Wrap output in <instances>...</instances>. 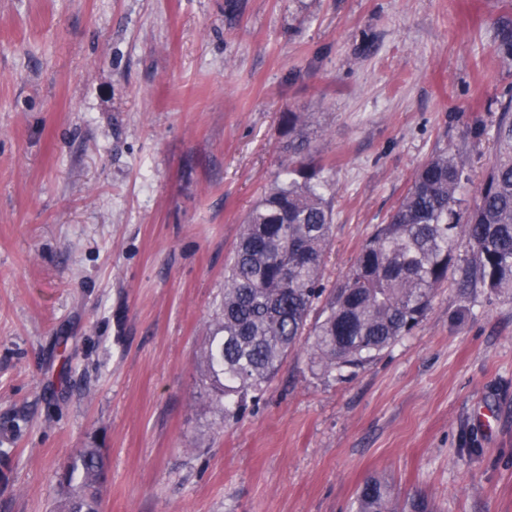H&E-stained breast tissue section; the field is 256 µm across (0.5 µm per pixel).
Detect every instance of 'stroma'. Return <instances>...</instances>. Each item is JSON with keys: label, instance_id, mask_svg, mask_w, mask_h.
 Wrapping results in <instances>:
<instances>
[{"label": "stroma", "instance_id": "35a3bbf8", "mask_svg": "<svg viewBox=\"0 0 512 512\" xmlns=\"http://www.w3.org/2000/svg\"><path fill=\"white\" fill-rule=\"evenodd\" d=\"M234 9H227V2ZM506 0H0V512H50L104 448L102 512H512V296L463 292L364 367L292 352L225 422L202 363L288 113L333 211L334 285L440 151L472 198ZM489 412L495 425L477 420ZM358 512H398L388 489L380 482L364 484L357 496Z\"/></svg>", "mask_w": 512, "mask_h": 512}]
</instances>
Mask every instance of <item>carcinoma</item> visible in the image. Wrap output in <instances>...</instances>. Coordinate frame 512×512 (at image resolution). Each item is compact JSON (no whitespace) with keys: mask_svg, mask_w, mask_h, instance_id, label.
<instances>
[{"mask_svg":"<svg viewBox=\"0 0 512 512\" xmlns=\"http://www.w3.org/2000/svg\"><path fill=\"white\" fill-rule=\"evenodd\" d=\"M496 50L512 57L511 25L499 30ZM304 123L288 113L293 177L246 216L224 282L222 317L204 355L226 420L272 380L304 335L311 366L340 377L410 334L461 261V247L470 254L466 283L512 295V99L502 107L495 157L473 201L461 197L467 177L456 156L433 155L331 289L322 271L333 216L320 170L305 154ZM322 297L324 319L308 333L309 311ZM106 466L103 449H82L69 466L58 512H98ZM357 500L358 512H398L377 481L364 484Z\"/></svg>","mask_w":512,"mask_h":512,"instance_id":"cac0c4a2","label":"carcinoma"}]
</instances>
